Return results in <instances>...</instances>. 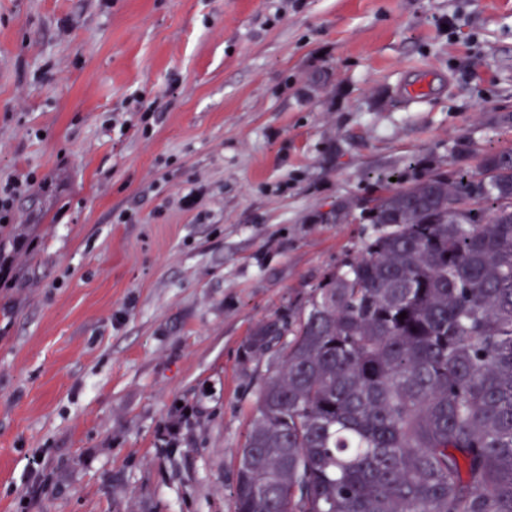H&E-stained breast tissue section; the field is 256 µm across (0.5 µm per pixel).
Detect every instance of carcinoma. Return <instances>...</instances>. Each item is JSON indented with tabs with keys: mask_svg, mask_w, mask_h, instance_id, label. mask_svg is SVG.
<instances>
[{
	"mask_svg": "<svg viewBox=\"0 0 512 512\" xmlns=\"http://www.w3.org/2000/svg\"><path fill=\"white\" fill-rule=\"evenodd\" d=\"M365 220L247 339L274 360L235 512H512V149L383 186Z\"/></svg>",
	"mask_w": 512,
	"mask_h": 512,
	"instance_id": "cac0c4a2",
	"label": "carcinoma"
}]
</instances>
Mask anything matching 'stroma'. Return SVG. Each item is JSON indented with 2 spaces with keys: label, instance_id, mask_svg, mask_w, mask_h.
Segmentation results:
<instances>
[{
  "label": "stroma",
  "instance_id": "35a3bbf8",
  "mask_svg": "<svg viewBox=\"0 0 512 512\" xmlns=\"http://www.w3.org/2000/svg\"><path fill=\"white\" fill-rule=\"evenodd\" d=\"M510 146L512 0H0V512H234L251 331Z\"/></svg>",
  "mask_w": 512,
  "mask_h": 512
}]
</instances>
